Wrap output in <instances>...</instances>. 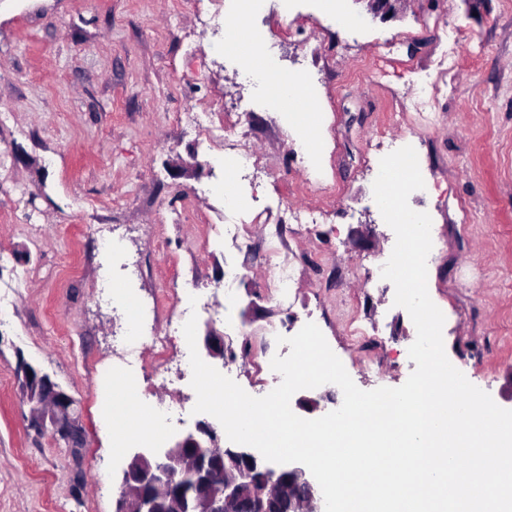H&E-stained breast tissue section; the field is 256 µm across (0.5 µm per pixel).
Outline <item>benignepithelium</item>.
<instances>
[{
	"label": "benign epithelium",
	"mask_w": 512,
	"mask_h": 512,
	"mask_svg": "<svg viewBox=\"0 0 512 512\" xmlns=\"http://www.w3.org/2000/svg\"><path fill=\"white\" fill-rule=\"evenodd\" d=\"M373 18L390 20L403 0H367ZM204 346L212 356L224 355V337L212 331L204 336ZM22 389L30 409V426L36 431L51 429L69 440L78 430L74 400L56 382L40 388L39 379L31 377L23 364ZM263 457L254 448L221 445L219 428L200 421L195 431L178 439L170 448L150 459L136 454L123 470L115 512H157L153 494L174 491V478L180 472H192L197 483L190 512H268L264 504L285 494L293 486L304 484L301 497L292 498L294 512H325L320 486L309 469L300 463L280 464L260 488L252 479L254 467Z\"/></svg>",
	"instance_id": "obj_1"
}]
</instances>
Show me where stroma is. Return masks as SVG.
<instances>
[{
	"mask_svg": "<svg viewBox=\"0 0 512 512\" xmlns=\"http://www.w3.org/2000/svg\"><path fill=\"white\" fill-rule=\"evenodd\" d=\"M354 29L335 33L318 0L301 13L270 10L245 27L293 34L264 54L293 73L321 66L332 92L301 107L319 115L322 194L296 167L305 146L253 73L248 36L225 55L196 12L178 0H0V291L12 317L0 324V512H114L122 463L99 419L94 377L111 365L130 312L108 300L124 284L169 330L165 353L140 348L143 397L181 416L172 432L194 430V403L182 374L189 349L178 325L175 288H200L207 303L198 336L217 331L224 354L209 363L247 393L263 396L282 380L249 345L287 356L277 337L315 323L363 390L398 387L416 368L408 349L416 328L395 306L387 280L368 270L391 253L395 234L374 203L370 158L377 137L412 146L427 180L411 208L432 219L428 292L443 312L449 361L498 405L512 388V9L506 0H406L400 17L366 15L343 0ZM457 65L436 112L403 113L418 78L437 73L450 29ZM394 71L382 84L375 74ZM246 113L248 136L271 178L229 182L260 210L286 199L325 206L327 219L289 232L279 259L294 271L287 301L270 286L268 226L246 224L256 250L242 258L210 246L224 230V199L209 189L208 161L223 144L203 143L177 124L179 112L211 100ZM82 227H75L77 216ZM243 266L232 292L224 273ZM366 327L351 335L350 322ZM47 373L76 402L84 434L73 449L29 426L19 360ZM106 473V486L94 477Z\"/></svg>",
	"mask_w": 512,
	"mask_h": 512,
	"instance_id": "1",
	"label": "stroma"
}]
</instances>
